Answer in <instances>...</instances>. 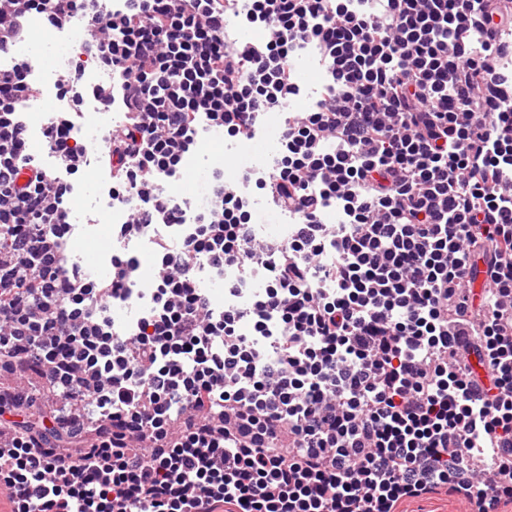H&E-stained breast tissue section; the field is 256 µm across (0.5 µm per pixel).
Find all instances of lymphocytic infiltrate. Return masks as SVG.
Wrapping results in <instances>:
<instances>
[{
    "label": "lymphocytic infiltrate",
    "mask_w": 512,
    "mask_h": 512,
    "mask_svg": "<svg viewBox=\"0 0 512 512\" xmlns=\"http://www.w3.org/2000/svg\"><path fill=\"white\" fill-rule=\"evenodd\" d=\"M231 16L266 39L236 41ZM77 18L38 162L21 110L41 59L18 49ZM308 46L328 83L251 180L287 238L259 240L220 173L184 223L163 184L199 128L252 139ZM2 55L0 512H399L440 487L512 505V0H0ZM92 108L117 115L93 150L74 135ZM91 165L137 201L107 279L62 250ZM131 239L155 258L140 289ZM202 266L235 268L231 292L262 270L255 308L215 310ZM132 297V328L90 314Z\"/></svg>",
    "instance_id": "1"
}]
</instances>
